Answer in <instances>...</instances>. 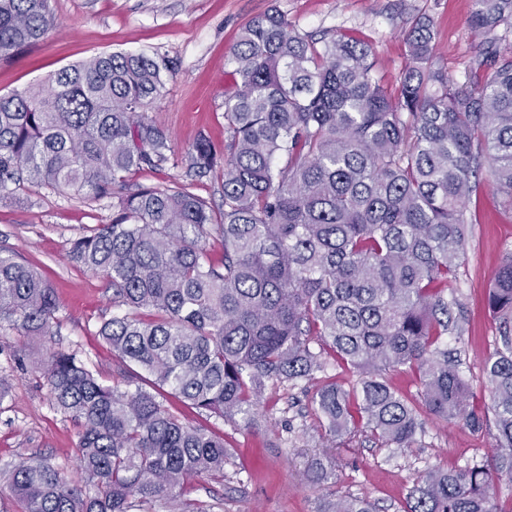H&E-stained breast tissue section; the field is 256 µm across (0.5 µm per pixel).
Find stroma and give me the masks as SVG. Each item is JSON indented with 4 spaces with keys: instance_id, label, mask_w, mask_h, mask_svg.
<instances>
[{
    "instance_id": "35a3bbf8",
    "label": "stroma",
    "mask_w": 512,
    "mask_h": 512,
    "mask_svg": "<svg viewBox=\"0 0 512 512\" xmlns=\"http://www.w3.org/2000/svg\"><path fill=\"white\" fill-rule=\"evenodd\" d=\"M49 6L48 37L0 63V95L45 85L57 70L96 54L158 55L169 65L165 93L145 113L170 131L179 156L202 135L223 152L224 94L236 80L228 54L240 30L267 10H279L300 34L337 32L373 46L375 74L392 96L408 62L404 33L416 19L431 20L438 62L457 81L474 75L482 50L468 24L473 0H49ZM467 214L470 242L458 281L465 321L448 346L459 351L472 405L483 412L489 404L483 362L498 334V321L484 302L506 249H512V208L486 183L468 202ZM111 221L108 199L49 189L0 198V250L40 263L60 303L63 347L77 349L107 385L117 368L98 328L116 311L112 287L73 268L66 254L71 240ZM42 352L41 341L0 329V377L9 384L0 401V467L41 455L77 479L75 428L39 385L36 362ZM164 404L183 423L222 435L228 450L223 478L194 476L177 488L185 512H315L319 501L345 495L370 500L378 512H403L420 476L436 467L483 461L495 444L493 424L474 431L433 417L423 420L419 446L403 452L380 446L361 430L330 443L309 393L297 388L267 390L255 428L224 423L171 394ZM288 423L301 430L297 441H288ZM318 459L335 464L334 478L322 485L307 479Z\"/></svg>"
}]
</instances>
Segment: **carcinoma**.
Wrapping results in <instances>:
<instances>
[{"label":"carcinoma","mask_w":512,"mask_h":512,"mask_svg":"<svg viewBox=\"0 0 512 512\" xmlns=\"http://www.w3.org/2000/svg\"><path fill=\"white\" fill-rule=\"evenodd\" d=\"M469 24L486 36L482 77H449L421 18L405 33L409 62L394 101L374 76L370 45L301 35L276 9L254 17L230 50L238 81L224 95V156L196 139L182 181L167 188L131 181L174 159L169 133L144 112L163 94L164 59L102 54L45 88L0 96V196L46 187L116 200L112 222L74 240L68 256L108 280L112 303L126 308L99 330L121 383L99 382L75 350L50 347L40 359L53 407L77 429L83 484L48 457L1 469L23 512H131L176 499L190 476L224 477V437L183 424L163 404L167 389L250 428L268 387L313 384L312 409L331 438L360 426L400 451L418 444L425 415L482 426L444 336L459 328L467 200L486 176L512 207V54L497 48L512 0H475ZM51 25L49 0H0V61ZM218 167L219 213L191 192ZM213 239L224 249L218 263ZM486 305L500 321L484 360L494 452L428 471L404 512H504L512 249ZM58 308L36 266L0 253V327L52 342ZM338 364L353 370L347 387L328 375ZM390 370L418 373V400L385 381ZM332 477V467L311 465V483ZM317 512L375 509L338 497Z\"/></svg>","instance_id":"carcinoma-1"}]
</instances>
